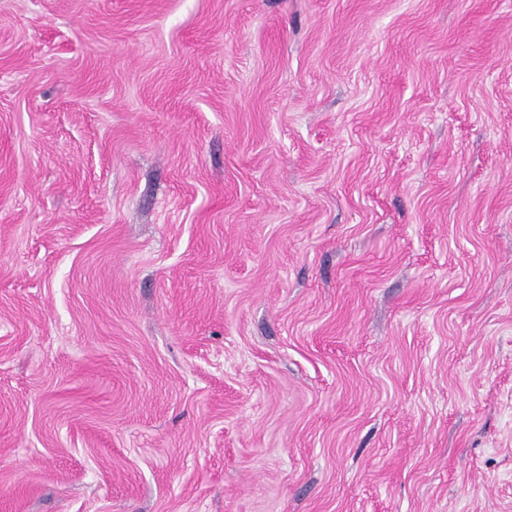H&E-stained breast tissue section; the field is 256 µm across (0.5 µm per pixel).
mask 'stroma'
Wrapping results in <instances>:
<instances>
[{
  "label": "stroma",
  "instance_id": "stroma-1",
  "mask_svg": "<svg viewBox=\"0 0 512 512\" xmlns=\"http://www.w3.org/2000/svg\"><path fill=\"white\" fill-rule=\"evenodd\" d=\"M512 0H0V512H512Z\"/></svg>",
  "mask_w": 512,
  "mask_h": 512
}]
</instances>
